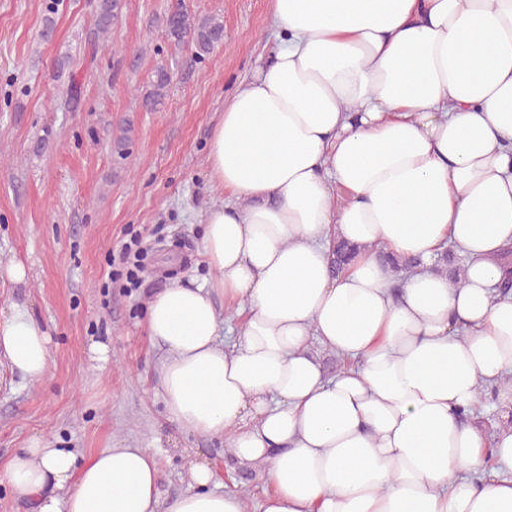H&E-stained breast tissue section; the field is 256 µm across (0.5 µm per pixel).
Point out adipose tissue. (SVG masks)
I'll use <instances>...</instances> for the list:
<instances>
[{"label": "adipose tissue", "instance_id": "1", "mask_svg": "<svg viewBox=\"0 0 512 512\" xmlns=\"http://www.w3.org/2000/svg\"><path fill=\"white\" fill-rule=\"evenodd\" d=\"M271 62L225 102L207 156L227 201L205 215L214 276L147 303L159 386L183 435L261 469L256 506L189 461L160 496L149 448L84 458L33 440L5 478L33 512H512V428L461 413L512 403V0H270ZM360 250L330 271L335 238ZM458 283L432 268L444 244ZM421 266L401 287L378 256ZM241 312L220 338L215 296ZM346 358L328 376L313 347ZM30 382L50 337L0 319V363ZM496 391H488L485 388L480 390V394L478 396L477 402L469 408L467 411H463L462 417L465 421L473 420L475 423L481 422V415L484 414L487 407L490 405H496L497 409L493 416H497V420L500 426H512V410L510 409V418L503 419L504 410L498 405L496 400ZM500 415V416H499ZM477 420V421H475Z\"/></svg>", "mask_w": 512, "mask_h": 512}]
</instances>
